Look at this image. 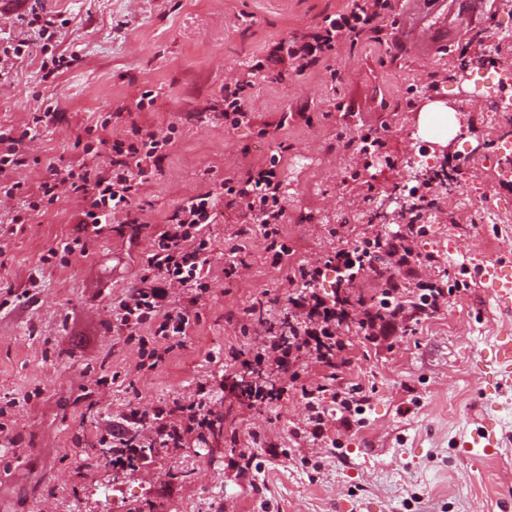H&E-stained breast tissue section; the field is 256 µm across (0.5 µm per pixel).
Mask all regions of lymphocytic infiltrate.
I'll return each instance as SVG.
<instances>
[{"label":"lymphocytic infiltrate","mask_w":512,"mask_h":512,"mask_svg":"<svg viewBox=\"0 0 512 512\" xmlns=\"http://www.w3.org/2000/svg\"><path fill=\"white\" fill-rule=\"evenodd\" d=\"M393 8V0H351L341 13L326 16L316 31L272 45L267 56L255 63V70L289 65L302 74L324 62L337 48L354 43L369 33L380 34L378 21ZM250 73L238 74L224 86V123L230 127L249 124L253 118L245 90ZM56 116L52 108L31 113L24 130L0 129V194L14 196L22 185L12 175L26 163L27 142ZM174 141L172 132L158 133L129 120L124 137L99 138V145L110 146L112 160L100 166L89 164L93 147H85V159L65 170L48 166L36 192L30 194L28 208L40 211L62 195L79 197L84 205L78 214L80 227L101 232L112 219L122 218L132 231L141 226L133 217V207L142 186L148 182L166 157ZM237 209L241 223L224 264L226 277L238 276L246 262L243 255L254 231H261L273 264L288 254L279 224L284 207L281 183L274 165L257 166L240 176L215 182L212 189L184 200L153 237L138 284L129 289L117 306L116 320L127 339L146 348L149 359L162 363L182 347L189 335L196 308L210 288L213 251L205 229L212 222L218 204ZM422 225L396 224L375 229L372 236L352 246L299 264L288 283V301L293 309L289 337L270 334L263 318L237 320L242 336H257L261 342L251 349L249 359L239 350L231 357L243 367L269 370L279 377L278 384L257 383L249 391L251 406L272 408L288 391H296L306 413L298 435L324 436V419L335 414L343 427H351L369 400L363 385L337 387L339 373L349 368L352 357L347 340L357 333L364 341L377 343L396 335L407 324L428 319L448 305V282L438 278L441 260L436 252H421ZM337 274L339 293L326 298L318 294L317 283L325 270ZM377 274L383 288L376 301L355 298L354 288L365 276ZM181 289L184 302L169 304L171 289ZM154 324L151 338L140 335L142 327ZM325 372L322 382L305 381L309 363ZM204 389H197L194 400H173L148 410H130L113 419L108 430L111 464L125 467L143 460V448L179 449L189 438L212 429L214 421L205 410Z\"/></svg>","instance_id":"f902f5d3"}]
</instances>
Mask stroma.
Returning <instances> with one entry per match:
<instances>
[{
    "label": "stroma",
    "instance_id": "1",
    "mask_svg": "<svg viewBox=\"0 0 512 512\" xmlns=\"http://www.w3.org/2000/svg\"><path fill=\"white\" fill-rule=\"evenodd\" d=\"M398 0L382 23L380 40L343 46L325 65L303 75L285 66L257 73L247 90L250 125L225 127L221 88L282 39L313 30L348 0H23L19 17L0 22V37L33 39L20 17L29 10L62 16L54 54H77V65L43 79L42 54L19 60L0 76V126L23 129L30 113L53 105L56 121L28 144L26 166L13 175L28 189L43 178L46 162L66 167L94 141L91 128L111 116L112 134L125 128L153 90L141 125L175 142L159 171L142 188L138 235L112 229L88 234L85 254L69 265H47L48 249L78 235L80 198L65 195L24 225L18 194L0 197V424L19 437L0 447V512H512V386L494 400L477 374L485 348L512 330V310L477 278L485 257L512 251V164H497L512 146V124L489 121L484 99L461 96L452 68L481 58L471 83L512 61V40L486 47L512 13L496 0H445L449 17L465 18L461 34L428 57L402 47ZM466 111L468 124L453 137H437L428 115L447 101ZM378 132L383 167H365L352 137ZM454 144L456 180L468 202L447 195L421 206L427 225L423 249L438 251L442 269L460 287L448 306L409 324L405 335L373 345L350 335L354 361L344 382H358L371 398L351 428L325 422V440H296L305 414L289 393L271 410L247 408L224 363L230 350L252 348L229 322L254 298L265 299L273 326L288 316L287 277L296 263L369 236L357 212L395 193L419 144ZM278 157L290 252L273 266L261 233L247 246V267L225 278L224 253L238 223L236 211L218 209L208 233L214 269L183 348L155 369L142 367L137 345L116 333L115 307L136 283L152 236L186 198L206 192L212 176ZM497 207L500 221L483 220ZM31 291L22 304L4 305L7 293ZM206 383L205 402L220 427L175 452L151 450L147 463L113 469L100 457L96 436L129 404L189 399ZM92 397H85V389ZM501 422L498 454L473 460L458 442L478 427L488 407ZM258 431L289 449L265 461L254 480L237 477L229 437ZM335 440L328 449L327 440ZM259 483L262 493L251 485Z\"/></svg>",
    "mask_w": 512,
    "mask_h": 512
}]
</instances>
